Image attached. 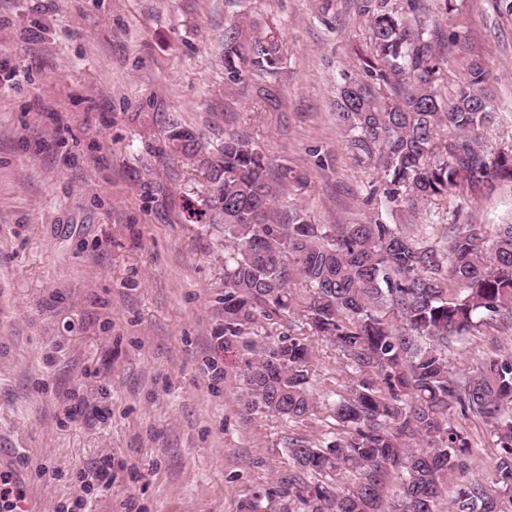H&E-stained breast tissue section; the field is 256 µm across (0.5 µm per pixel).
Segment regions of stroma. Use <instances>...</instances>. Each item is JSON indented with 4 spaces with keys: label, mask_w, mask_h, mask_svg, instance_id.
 <instances>
[{
    "label": "stroma",
    "mask_w": 512,
    "mask_h": 512,
    "mask_svg": "<svg viewBox=\"0 0 512 512\" xmlns=\"http://www.w3.org/2000/svg\"><path fill=\"white\" fill-rule=\"evenodd\" d=\"M362 3L0 0V446L17 449L37 512L82 495V470L106 458L94 512H243L287 469L289 437L334 430L323 412L242 411L248 345L306 339L320 396L352 374L297 318L225 338L222 235L188 215L201 176L151 147L171 119L212 148L246 135L307 174L291 196L313 223L367 222L380 175L354 162L332 108L350 46L370 42ZM453 6L428 19L485 61L498 119L481 142L510 148L512 13ZM245 18L285 39L287 114L224 82V26ZM459 206L499 223L512 187L385 219L438 237Z\"/></svg>",
    "instance_id": "1"
}]
</instances>
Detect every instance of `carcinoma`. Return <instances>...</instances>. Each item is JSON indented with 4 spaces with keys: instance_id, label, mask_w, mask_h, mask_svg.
Wrapping results in <instances>:
<instances>
[{
    "instance_id": "obj_1",
    "label": "carcinoma",
    "mask_w": 512,
    "mask_h": 512,
    "mask_svg": "<svg viewBox=\"0 0 512 512\" xmlns=\"http://www.w3.org/2000/svg\"><path fill=\"white\" fill-rule=\"evenodd\" d=\"M416 0H364L372 47L354 50L357 70L339 73L336 121L355 160L379 170L391 211L418 210L494 181L512 183V149L486 150L479 132L495 119L490 72L474 57L455 94L439 90L437 46L465 38L409 23ZM224 79L256 85L266 110L283 106L285 46L257 19L224 28ZM454 135L443 140L441 130ZM154 151L195 167L222 198L189 212L224 234V332L261 316L302 317L331 341L356 379L325 400L336 431L317 440L288 437L292 465L266 498L279 512H504L512 503V353L497 351L461 372L448 347L489 330H512V220L461 222L441 239L415 236L381 215L366 223L314 224L296 203L274 212L282 191L305 177L237 134L210 148L168 121ZM311 347L283 336L253 349L247 406L307 420ZM479 416L497 448L492 477L472 473V445L457 417Z\"/></svg>"
}]
</instances>
